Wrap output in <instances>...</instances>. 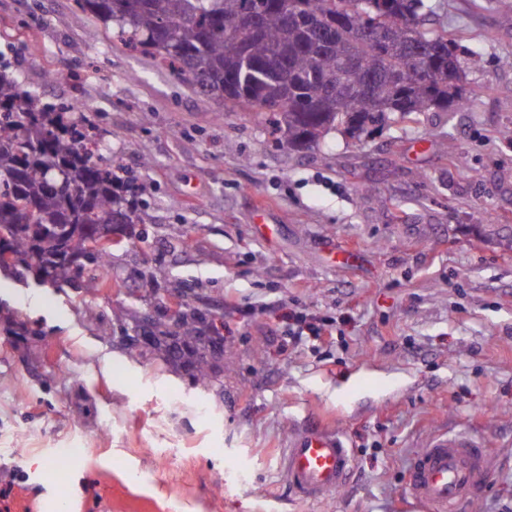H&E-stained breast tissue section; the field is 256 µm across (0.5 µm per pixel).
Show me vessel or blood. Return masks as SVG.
I'll list each match as a JSON object with an SVG mask.
<instances>
[{
	"mask_svg": "<svg viewBox=\"0 0 512 512\" xmlns=\"http://www.w3.org/2000/svg\"><path fill=\"white\" fill-rule=\"evenodd\" d=\"M485 454L481 442L467 432L433 437L408 469L411 496L434 512H458L489 478ZM352 467L353 455L343 435L320 424L304 427L289 442L283 457L289 486L305 500H321L336 493Z\"/></svg>",
	"mask_w": 512,
	"mask_h": 512,
	"instance_id": "vessel-or-blood-1",
	"label": "vessel or blood"
}]
</instances>
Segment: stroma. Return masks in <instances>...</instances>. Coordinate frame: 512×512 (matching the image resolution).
Wrapping results in <instances>:
<instances>
[{"mask_svg": "<svg viewBox=\"0 0 512 512\" xmlns=\"http://www.w3.org/2000/svg\"><path fill=\"white\" fill-rule=\"evenodd\" d=\"M428 2L430 28L482 59L467 107L294 151L75 0H0L10 74L82 102L102 163L147 187L148 236L115 272L165 252L169 285L224 324L223 383L203 387L102 335L101 296L0 276V512H430L407 470L457 431L491 472L462 512H512V0ZM298 311L321 335L290 341ZM308 423L354 458L319 502L281 462Z\"/></svg>", "mask_w": 512, "mask_h": 512, "instance_id": "obj_1", "label": "stroma"}]
</instances>
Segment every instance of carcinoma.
Returning <instances> with one entry per match:
<instances>
[{
	"instance_id": "obj_1",
	"label": "carcinoma",
	"mask_w": 512,
	"mask_h": 512,
	"mask_svg": "<svg viewBox=\"0 0 512 512\" xmlns=\"http://www.w3.org/2000/svg\"><path fill=\"white\" fill-rule=\"evenodd\" d=\"M128 42L159 57L198 92L246 112H260L277 142L290 150L319 143L343 127L353 138L389 117L419 116L434 108L466 105L459 45L426 27V0H76ZM261 11L248 57L232 50L226 22ZM272 71L258 67L271 53ZM354 63L341 73L338 64ZM79 101L56 109L37 93L0 73V257L33 271L39 282L71 285L86 294L110 286L154 290L165 279L162 258L137 279L112 272V247L84 252V240L147 225L137 200L146 187L122 182L94 157L104 144L84 131ZM141 308L113 311L112 336H127L142 321ZM211 325L197 309L178 324L152 323L151 348L133 357L174 367L187 363L195 382L212 383Z\"/></svg>"
}]
</instances>
